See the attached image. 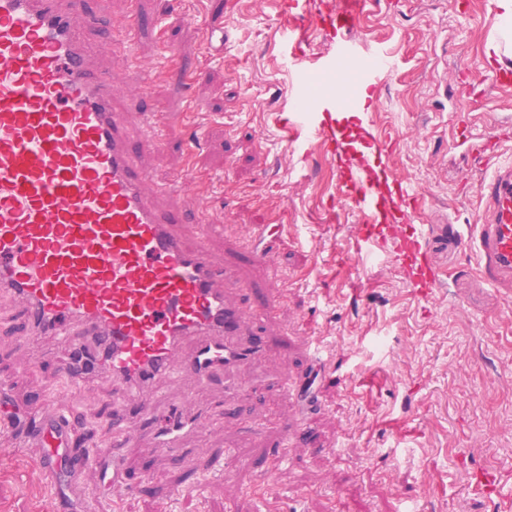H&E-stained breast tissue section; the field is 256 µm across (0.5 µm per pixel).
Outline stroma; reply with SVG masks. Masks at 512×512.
Returning a JSON list of instances; mask_svg holds the SVG:
<instances>
[{
  "mask_svg": "<svg viewBox=\"0 0 512 512\" xmlns=\"http://www.w3.org/2000/svg\"><path fill=\"white\" fill-rule=\"evenodd\" d=\"M277 2L183 0L171 15L165 0H142L144 13L167 25L170 42L198 71L193 83L175 75L163 84L164 103L180 112L193 99L207 111L195 154L174 138L141 158L149 186L188 167L222 179L221 187L181 200L196 216L222 215L224 229L208 242L217 261L257 239L274 216L283 220L271 265L245 269L260 288L273 280L292 283L276 323L260 326L273 339L267 357L239 376L264 426L250 431L233 413L205 417L188 447L218 453L230 446L236 457L198 495L162 501L183 478L167 458L147 461L148 489L117 502L98 466L89 467L88 481L112 512H512V289L490 284L478 252L463 243L477 233L474 214L484 203L471 185L483 173L469 167L470 132L457 124L463 106L450 90L463 72L481 82L485 104L472 132L512 114V91L493 86L486 73L492 0H470L466 11L455 0H380L348 36L363 57L389 53L394 68L369 93V114L336 112V127L384 179L402 177L421 193L428 257L441 282L426 299L383 255L357 248L359 215L342 200L339 171L320 141L309 140L302 153L285 141L291 88L317 102L331 83L314 74L299 86L283 68L290 46L277 26ZM92 7L108 14L113 37L135 42L143 66L153 64L154 30L126 28L127 0H93ZM212 12L223 14L229 34L220 48L204 47L194 23ZM88 40L98 64L112 71L116 108L137 122L150 105L138 90L140 73L112 56L108 40L94 34ZM367 119L396 138L390 158L364 143ZM18 327L15 302L0 295V377L28 401L52 398L87 425L97 448H109L107 420L122 407L121 391L105 376L80 388L49 384L45 372L64 356L63 347L47 334L18 344ZM288 331L332 345L339 369L319 383L321 410L304 423L307 443L290 448L275 467L278 493L270 496L258 489L251 464L275 447L295 414L280 384L282 368L298 374L307 367L284 340ZM218 391L184 376L161 384L153 400L160 414L187 397L207 408ZM0 444L12 451L0 460V512H55L30 450L19 441ZM477 468L497 474L500 495L476 494L470 472Z\"/></svg>",
  "mask_w": 512,
  "mask_h": 512,
  "instance_id": "obj_1",
  "label": "stroma"
}]
</instances>
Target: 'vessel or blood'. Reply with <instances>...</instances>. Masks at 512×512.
Wrapping results in <instances>:
<instances>
[{"mask_svg": "<svg viewBox=\"0 0 512 512\" xmlns=\"http://www.w3.org/2000/svg\"><path fill=\"white\" fill-rule=\"evenodd\" d=\"M87 2L0 0V288L17 300L25 326L66 343L56 376L76 386L111 378L151 438L152 455L181 456L185 479L172 488L176 496L223 476L236 453L185 447L201 424L199 413L187 403L178 417L164 418L152 407L153 392L178 375L200 382L223 375L218 408L242 406L247 396L235 376L264 356L266 342L254 325L276 319L280 286L270 284L257 296L217 265L207 249L214 220L181 225L176 200L201 186L198 176L181 174L165 186L174 198L168 207L151 199L139 159L160 151L181 121L152 110L141 115L139 137L128 136L113 108L112 77L80 36L81 27L99 22ZM373 4L328 0L324 11L299 23L291 9L281 8L278 24L292 45L287 65L304 70L310 27L332 38L351 33ZM392 67L386 56L363 63L351 44L339 42L335 65L320 69L336 90L318 102L301 100L287 141L300 144L303 131H313L341 170V197L361 217L358 241L376 245L427 296L438 280L412 265L426 243L418 227L420 193L401 178L382 186L378 170L352 158L332 118L333 110L361 107V99L344 92L352 79L375 89ZM187 68L181 51L164 44L162 62L144 73L142 94ZM511 140L512 117L476 137L471 151L488 160ZM476 191L490 211L477 237L483 273L492 284L511 283L512 166L495 167ZM298 347L314 372L336 364L319 338H300ZM282 382L289 401L308 403L311 378L287 371ZM20 408L27 416L21 434L36 451L41 477L52 490L68 486L94 506L84 473L98 449L77 439L75 422L51 400ZM130 446L125 437L108 450L116 495L129 487Z\"/></svg>", "mask_w": 512, "mask_h": 512, "instance_id": "b4317fda", "label": "vessel or blood"}]
</instances>
